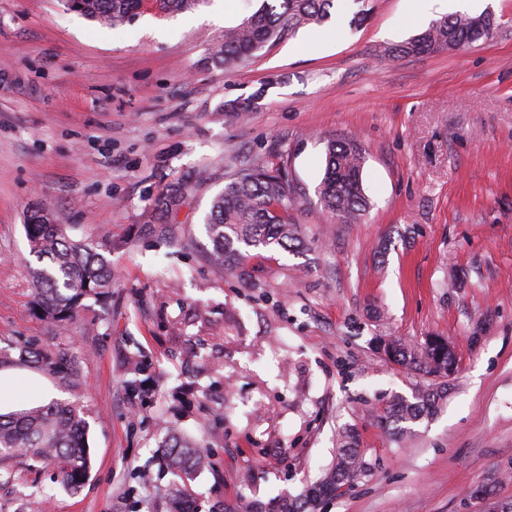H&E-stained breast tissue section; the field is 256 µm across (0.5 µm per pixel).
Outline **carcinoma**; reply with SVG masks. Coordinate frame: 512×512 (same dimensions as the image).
<instances>
[{
	"label": "carcinoma",
	"mask_w": 512,
	"mask_h": 512,
	"mask_svg": "<svg viewBox=\"0 0 512 512\" xmlns=\"http://www.w3.org/2000/svg\"><path fill=\"white\" fill-rule=\"evenodd\" d=\"M204 0H152L161 13L192 9ZM335 0H261V5L234 26L224 29V42L213 46L209 60L219 67L244 62L268 43L291 35L308 24L321 25L331 18ZM146 0H67L70 9L92 21L115 25L134 19ZM495 18L490 13L477 16H444L422 33L401 45L404 55L440 53L487 39ZM365 156L351 138H332L326 146V165L318 193L322 205L344 223L356 222L367 210L363 188ZM191 192L182 183L161 193L156 210L167 213ZM297 197L290 183L287 165L265 160L240 163L232 178L212 201L206 228L213 242L210 257L221 268L246 273L248 249H288L298 240L293 220ZM30 251L48 264L32 272L34 304L53 321L75 318L83 300H101L112 281L110 247L99 241H74L64 233V225L54 224L46 213H35L25 224ZM379 350L391 362L435 380L413 389L412 398L395 394L385 406L380 421L390 435L404 439L411 425L433 420L446 406L455 373L457 355L448 341L429 336L419 344L398 339H380ZM26 367L57 381L59 388L74 391L82 384L75 357L65 348L19 349L14 357L0 350V367ZM89 423L87 411L77 401H51L0 413V464L24 455L35 464H50L57 481L77 492L90 470L86 452ZM205 444L170 431L162 448L166 465L185 476L191 470L210 465L201 451ZM371 470L358 448L355 431L349 427L337 434V451L332 466L300 495L287 493L268 503L266 512H317L329 494L360 481ZM186 489L167 494L168 512H188Z\"/></svg>",
	"instance_id": "cac0c4a2"
}]
</instances>
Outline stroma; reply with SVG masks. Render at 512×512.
<instances>
[{
  "mask_svg": "<svg viewBox=\"0 0 512 512\" xmlns=\"http://www.w3.org/2000/svg\"><path fill=\"white\" fill-rule=\"evenodd\" d=\"M248 62L208 50L252 8L202 0L113 26L65 0H0V347L72 348L86 388L91 469L78 493L52 467L5 463L0 512H164L180 482L160 446L170 428L207 439L190 483L197 512L298 495L357 433L371 473L320 512H498L512 503V0L489 39L400 56L425 30L421 0H336ZM365 12L354 24L356 12ZM249 100L244 122L226 102ZM357 139L369 207L339 223L317 188L325 146ZM286 163L302 245L252 250L245 275L219 271L204 218L244 159ZM193 191L154 220L158 195ZM50 212L75 240H108L105 301L76 320L35 307L24 226ZM479 342H472L474 329ZM445 337L457 369L444 411L391 439L380 423L422 375L377 338ZM150 363L143 391L128 357ZM60 397L53 379L0 369V407ZM491 484V500L472 496Z\"/></svg>",
  "mask_w": 512,
  "mask_h": 512,
  "instance_id": "1",
  "label": "stroma"
}]
</instances>
